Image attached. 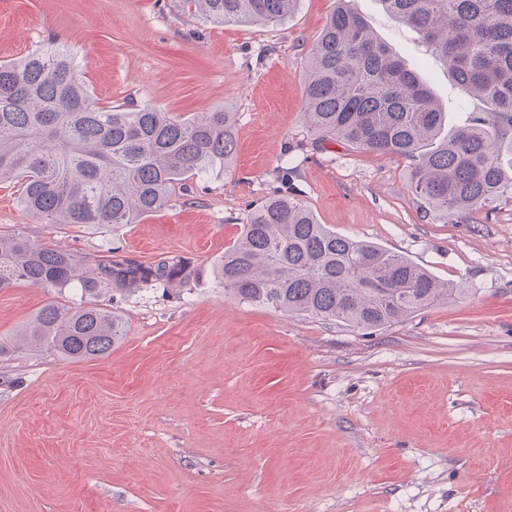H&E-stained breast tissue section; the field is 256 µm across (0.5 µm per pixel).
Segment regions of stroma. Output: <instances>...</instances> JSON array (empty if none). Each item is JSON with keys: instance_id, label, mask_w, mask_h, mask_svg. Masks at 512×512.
<instances>
[{"instance_id": "35a3bbf8", "label": "stroma", "mask_w": 512, "mask_h": 512, "mask_svg": "<svg viewBox=\"0 0 512 512\" xmlns=\"http://www.w3.org/2000/svg\"><path fill=\"white\" fill-rule=\"evenodd\" d=\"M335 5L301 0L260 26L213 24L178 0H0V63L55 41L97 104L237 115L223 174L117 230L36 223L0 184L2 235L91 264L177 255L195 271L101 295L123 321L106 357L0 358V512H512V202L428 216L404 160L312 147L307 54ZM353 6L456 124L443 64L379 0ZM287 164L289 198L319 223L467 293L370 334L225 294L216 264ZM49 298L0 290V337Z\"/></svg>"}]
</instances>
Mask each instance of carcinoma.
Listing matches in <instances>:
<instances>
[{"instance_id": "cac0c4a2", "label": "carcinoma", "mask_w": 512, "mask_h": 512, "mask_svg": "<svg viewBox=\"0 0 512 512\" xmlns=\"http://www.w3.org/2000/svg\"><path fill=\"white\" fill-rule=\"evenodd\" d=\"M300 0H181L213 23L274 25ZM336 0L307 58L303 116L312 145L339 141L408 163L427 213L492 210L512 199V0H380L438 58L462 104L482 107L448 127V112L426 81ZM236 113L190 118L143 105H97L68 49L56 43L0 64V183L20 186L21 205L41 224H110L117 229L163 209L176 186L221 174L236 149ZM294 171L255 208L224 250V292L245 302L361 330L381 329L464 292L383 246L337 234L288 197ZM189 263L145 264L107 256L96 267L27 235H0V288H76L96 298L184 285ZM121 318L95 304L47 301L31 321L0 338V356L23 347L67 359L107 355Z\"/></svg>"}]
</instances>
